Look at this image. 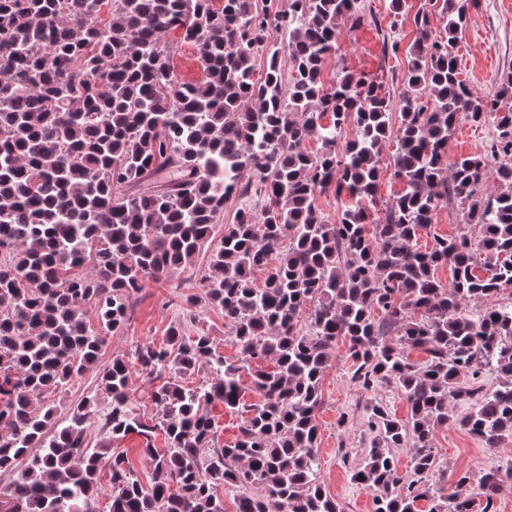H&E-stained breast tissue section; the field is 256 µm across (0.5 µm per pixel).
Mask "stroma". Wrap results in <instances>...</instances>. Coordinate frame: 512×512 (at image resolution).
<instances>
[{"mask_svg": "<svg viewBox=\"0 0 512 512\" xmlns=\"http://www.w3.org/2000/svg\"><path fill=\"white\" fill-rule=\"evenodd\" d=\"M416 36L413 19L404 18L397 27L400 51L392 57L385 55L382 38L374 28L344 30L335 56L324 63L323 79L334 80L339 66L343 65L374 79L389 80L391 75L406 68L408 50ZM455 52L460 78L474 95H493L507 76L512 75V0H477ZM493 135L492 123L478 125L459 120L448 144L449 160L483 153ZM207 262V255L202 253L196 255L191 267L173 269L162 279L148 280L133 298L131 318L126 326L109 335L99 354L98 367L109 366L114 357L131 352L137 343L146 340L164 343L171 326L191 321L213 336L225 357L235 358V348L225 341L221 311L193 310L186 301L192 274L201 271ZM345 350V344H338L321 379L323 403L316 415L320 475L326 491L343 512H374L371 493L351 479L352 468L364 458L373 438L367 409L371 403H381L403 422L408 418L409 407L395 385L384 384L368 391L352 382ZM432 446L440 469L430 482L435 491L444 495L455 492L457 480L463 474H470L476 480L490 469L512 463V438L491 448L455 424L437 427Z\"/></svg>", "mask_w": 512, "mask_h": 512, "instance_id": "1", "label": "stroma"}]
</instances>
